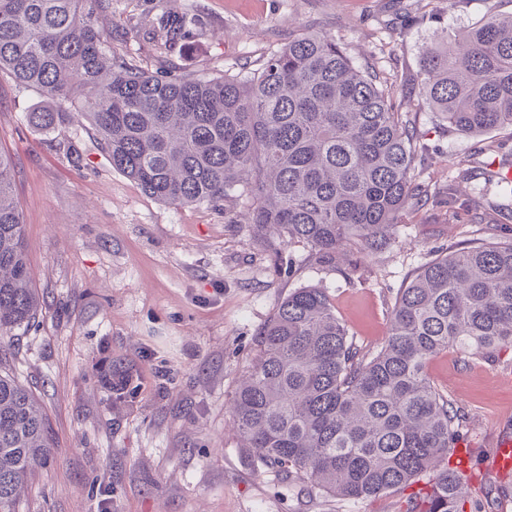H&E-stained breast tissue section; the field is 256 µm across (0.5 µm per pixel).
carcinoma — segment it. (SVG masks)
Instances as JSON below:
<instances>
[{
  "label": "carcinoma",
  "instance_id": "obj_1",
  "mask_svg": "<svg viewBox=\"0 0 512 512\" xmlns=\"http://www.w3.org/2000/svg\"><path fill=\"white\" fill-rule=\"evenodd\" d=\"M111 0H0V73L38 92L29 113L53 131L74 115L112 168L148 196L220 207L245 196L260 236L310 245L322 263L391 243L411 203L416 130L392 87L335 39L305 33L258 68L209 77L153 73L112 55ZM188 14L158 21L184 36ZM420 108L457 133L512 126V15L489 16L421 60ZM42 311L30 285L11 156L0 149V337ZM512 346V241L470 243L421 266L400 289L385 343H353L322 288H299L264 327L233 395L234 424L265 464L338 499L376 498L429 476L406 512H482L451 458L464 415L429 379L450 349ZM33 392L0 373V512H16L50 455Z\"/></svg>",
  "mask_w": 512,
  "mask_h": 512
}]
</instances>
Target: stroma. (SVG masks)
Masks as SVG:
<instances>
[{
  "label": "stroma",
  "instance_id": "obj_1",
  "mask_svg": "<svg viewBox=\"0 0 512 512\" xmlns=\"http://www.w3.org/2000/svg\"><path fill=\"white\" fill-rule=\"evenodd\" d=\"M187 11L195 24L174 50L150 38L160 16ZM511 13L512 0H112L115 57L154 72L232 74L295 36L328 34L393 83L417 128L419 179L442 192L469 175L455 208L409 204L389 249L334 264L306 243L257 236L247 199L180 206L145 195L112 169L87 120L37 130L28 114L38 94L0 76V144L14 159L42 302L6 368L38 397L51 433V460L18 512H98L103 501L112 512H400L404 492L338 501L257 463L233 425L232 395L296 289H326L356 345L374 349L419 267L476 238L512 240V192L481 176L493 162L512 168V127L461 135L405 95L420 85L426 50ZM428 374L465 413L461 433L476 454L466 477L481 497L500 478L493 447L512 433V347L444 353Z\"/></svg>",
  "mask_w": 512,
  "mask_h": 512
}]
</instances>
